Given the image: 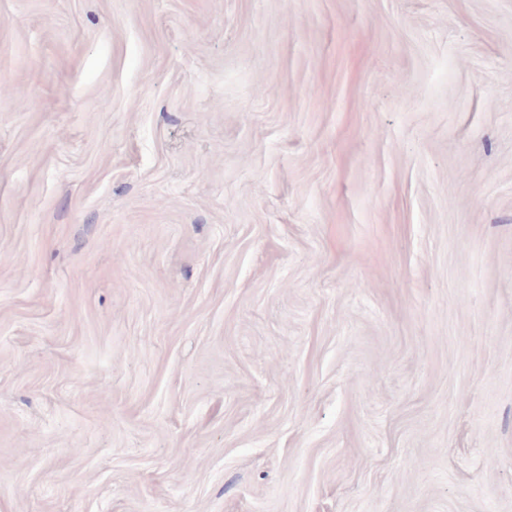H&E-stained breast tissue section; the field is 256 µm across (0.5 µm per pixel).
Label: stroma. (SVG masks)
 I'll return each mask as SVG.
<instances>
[{
    "label": "stroma",
    "instance_id": "35a3bbf8",
    "mask_svg": "<svg viewBox=\"0 0 512 512\" xmlns=\"http://www.w3.org/2000/svg\"><path fill=\"white\" fill-rule=\"evenodd\" d=\"M0 512H512V0H0Z\"/></svg>",
    "mask_w": 512,
    "mask_h": 512
}]
</instances>
